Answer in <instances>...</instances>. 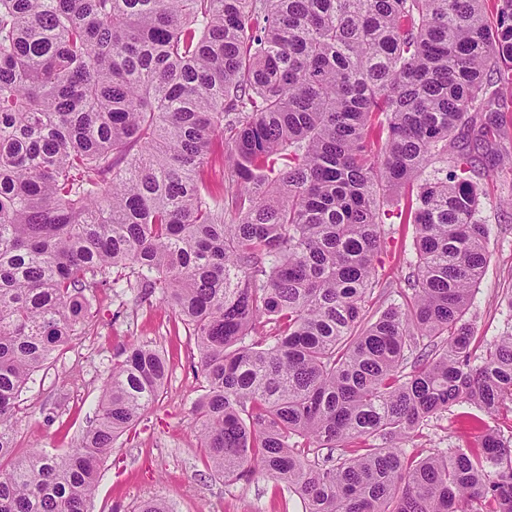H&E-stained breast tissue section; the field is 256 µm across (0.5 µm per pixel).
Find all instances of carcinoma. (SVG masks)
<instances>
[{"instance_id":"1","label":"carcinoma","mask_w":512,"mask_h":512,"mask_svg":"<svg viewBox=\"0 0 512 512\" xmlns=\"http://www.w3.org/2000/svg\"><path fill=\"white\" fill-rule=\"evenodd\" d=\"M511 86L512 0H0V512H88L164 386L132 344L78 447L15 455L21 392L128 272L195 341L212 472L303 512H512V439L483 418L512 405V332L479 356L468 318ZM401 191L415 260L374 309ZM466 403L474 442L406 453Z\"/></svg>"}]
</instances>
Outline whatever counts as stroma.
Returning <instances> with one entry per match:
<instances>
[{
    "instance_id": "obj_1",
    "label": "stroma",
    "mask_w": 512,
    "mask_h": 512,
    "mask_svg": "<svg viewBox=\"0 0 512 512\" xmlns=\"http://www.w3.org/2000/svg\"><path fill=\"white\" fill-rule=\"evenodd\" d=\"M483 158L486 176L478 213L488 224L489 259L472 298L469 317L479 335L494 339L512 331V111L502 113ZM378 259L385 280L399 282L415 254V229L386 224ZM130 288H101L89 296L93 319L42 370L21 395L15 451L61 454L76 447L90 427L103 384L130 343L164 351L169 375L157 400L132 430L119 438L101 464L88 512H131L141 501L166 499L172 512H302L298 497L263 474L225 481L206 468L191 427L203 382L194 373L198 352L166 304L135 306ZM445 413L423 422L406 442L407 452L425 456L464 445Z\"/></svg>"
}]
</instances>
